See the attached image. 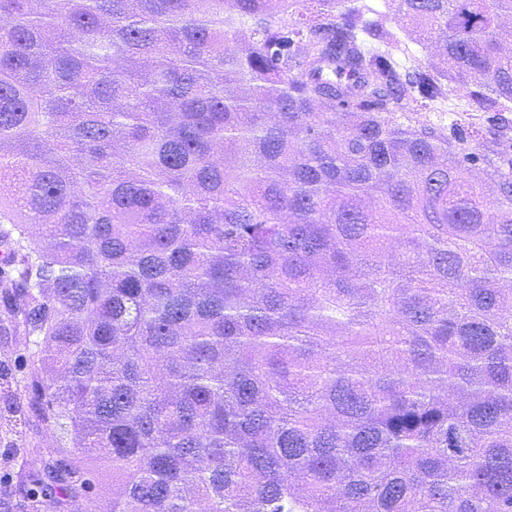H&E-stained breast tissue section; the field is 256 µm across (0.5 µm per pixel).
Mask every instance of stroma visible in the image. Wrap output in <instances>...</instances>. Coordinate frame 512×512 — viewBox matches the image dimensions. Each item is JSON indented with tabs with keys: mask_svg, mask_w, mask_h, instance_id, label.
<instances>
[{
	"mask_svg": "<svg viewBox=\"0 0 512 512\" xmlns=\"http://www.w3.org/2000/svg\"><path fill=\"white\" fill-rule=\"evenodd\" d=\"M31 365L25 338L8 306L0 302V388L19 402L14 420L0 421V512H42L54 493L46 469L65 454L57 446L54 424L45 419L37 401Z\"/></svg>",
	"mask_w": 512,
	"mask_h": 512,
	"instance_id": "obj_1",
	"label": "stroma"
}]
</instances>
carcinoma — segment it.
Masks as SVG:
<instances>
[{
    "instance_id": "1",
    "label": "carcinoma",
    "mask_w": 512,
    "mask_h": 512,
    "mask_svg": "<svg viewBox=\"0 0 512 512\" xmlns=\"http://www.w3.org/2000/svg\"><path fill=\"white\" fill-rule=\"evenodd\" d=\"M388 2L0 0V288L90 512H512V0ZM84 466L96 472V479L94 480L93 488L88 493V498L79 503L78 506L73 507L68 512H87L89 508V500L96 501L97 505H104L112 501V471L101 469L99 462L94 456H86L83 459Z\"/></svg>"
}]
</instances>
